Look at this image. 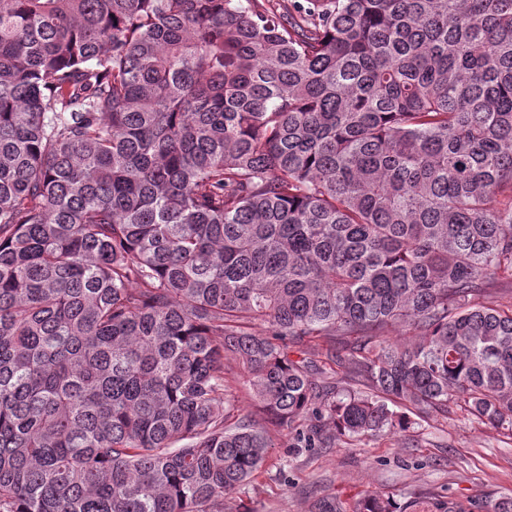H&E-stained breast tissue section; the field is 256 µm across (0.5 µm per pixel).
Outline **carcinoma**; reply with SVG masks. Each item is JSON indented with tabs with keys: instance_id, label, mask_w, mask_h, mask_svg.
<instances>
[{
	"instance_id": "cac0c4a2",
	"label": "carcinoma",
	"mask_w": 512,
	"mask_h": 512,
	"mask_svg": "<svg viewBox=\"0 0 512 512\" xmlns=\"http://www.w3.org/2000/svg\"><path fill=\"white\" fill-rule=\"evenodd\" d=\"M501 283L512 0H0V512H224L399 407L512 436Z\"/></svg>"
}]
</instances>
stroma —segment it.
Returning <instances> with one entry per match:
<instances>
[{"instance_id":"stroma-1","label":"stroma","mask_w":512,"mask_h":512,"mask_svg":"<svg viewBox=\"0 0 512 512\" xmlns=\"http://www.w3.org/2000/svg\"><path fill=\"white\" fill-rule=\"evenodd\" d=\"M374 490L397 503L414 498L483 505L512 495V436L452 413L420 421L401 440H363L347 448H299L278 435L253 481L224 501V512H352Z\"/></svg>"}]
</instances>
